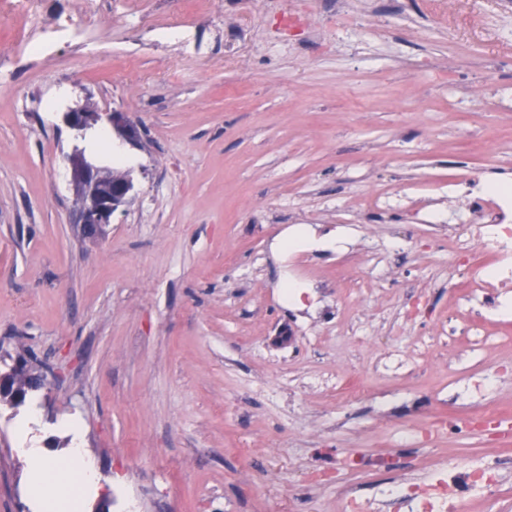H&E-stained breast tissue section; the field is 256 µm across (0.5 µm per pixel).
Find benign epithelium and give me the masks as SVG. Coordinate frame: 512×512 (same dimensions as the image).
I'll return each mask as SVG.
<instances>
[{
  "instance_id": "7a95c632",
  "label": "benign epithelium",
  "mask_w": 512,
  "mask_h": 512,
  "mask_svg": "<svg viewBox=\"0 0 512 512\" xmlns=\"http://www.w3.org/2000/svg\"><path fill=\"white\" fill-rule=\"evenodd\" d=\"M63 122L77 139L83 137L93 124L103 122L112 127L120 144L141 146L139 126L118 110L92 114L83 109H72L63 113ZM67 166L83 234L89 238L104 234L114 212L135 200L134 180L112 178L105 167L86 159L78 148L67 156Z\"/></svg>"
}]
</instances>
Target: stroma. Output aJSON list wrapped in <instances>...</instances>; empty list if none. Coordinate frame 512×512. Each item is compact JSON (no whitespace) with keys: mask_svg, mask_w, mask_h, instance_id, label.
I'll return each mask as SVG.
<instances>
[{"mask_svg":"<svg viewBox=\"0 0 512 512\" xmlns=\"http://www.w3.org/2000/svg\"><path fill=\"white\" fill-rule=\"evenodd\" d=\"M368 6L91 0L111 44L73 64L65 25L0 75V363L47 376L0 399V512H43L34 462L73 448L95 472L82 512H339L341 486L388 481L356 459L421 475L512 448L403 436L488 402L512 422V330L448 333L465 227L423 221L457 167L512 174V0ZM86 103L143 132L137 198L97 240L63 161ZM383 194L403 203L379 216ZM351 375L362 396L321 386Z\"/></svg>","mask_w":512,"mask_h":512,"instance_id":"1","label":"stroma"}]
</instances>
